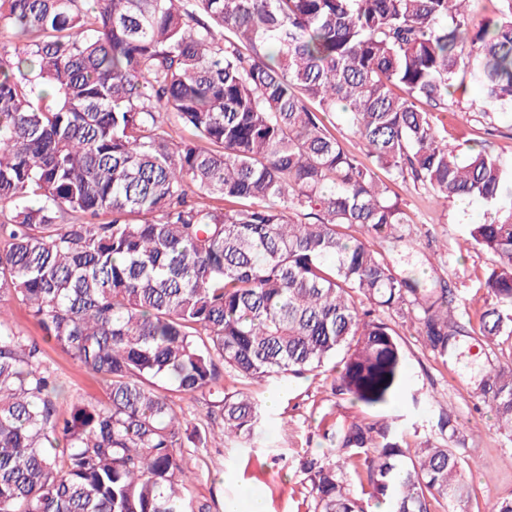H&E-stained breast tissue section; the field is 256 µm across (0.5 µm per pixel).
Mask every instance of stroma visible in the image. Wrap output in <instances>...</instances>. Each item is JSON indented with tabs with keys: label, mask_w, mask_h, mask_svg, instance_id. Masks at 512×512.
Wrapping results in <instances>:
<instances>
[{
	"label": "stroma",
	"mask_w": 512,
	"mask_h": 512,
	"mask_svg": "<svg viewBox=\"0 0 512 512\" xmlns=\"http://www.w3.org/2000/svg\"><path fill=\"white\" fill-rule=\"evenodd\" d=\"M480 86L468 81L467 92L454 112L439 115L451 144L472 146L490 141L506 166L512 167V107L497 109L484 121L472 106L480 102ZM409 215L406 238L397 245L373 240L396 268L413 263L426 277L447 282L457 312L478 319L486 293L479 283L492 265L490 254L466 242L467 227L484 221L487 204L477 198L442 207L431 192L412 183L391 182ZM406 354L405 388L385 410L409 442L440 436L439 419L451 416L459 427L456 445L468 465L464 478L472 489L466 512H483L488 498L512 491V438L497 430L494 412L469 379L466 362L446 361L426 349L410 320L395 318ZM43 361L64 390L59 403L69 411L76 403H103L106 389L100 378L87 373L69 354L53 345L42 347ZM331 368L289 377L284 381H243L225 376L231 389H246L264 407L263 438L245 443H210L205 448H184L181 463L191 471L185 490L191 512H245L249 498H262L268 512H308L309 484L301 470L303 460L323 456L328 443L317 429L321 415L335 406Z\"/></svg>",
	"instance_id": "35a3bbf8"
}]
</instances>
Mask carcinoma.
<instances>
[{
    "mask_svg": "<svg viewBox=\"0 0 512 512\" xmlns=\"http://www.w3.org/2000/svg\"><path fill=\"white\" fill-rule=\"evenodd\" d=\"M0 0V298L106 382L108 401L59 414L39 341L0 319V512H187L180 449L207 434L157 388L218 394L224 439L260 435L261 405L224 387L316 371L383 410L403 391L388 318L431 352L474 331L445 282L398 273L350 234L395 244L409 223L389 180L444 205L502 203L468 227L492 255L479 332L512 336L509 177L434 117L476 80L483 118L512 106V0ZM347 114L371 162L344 150ZM174 114L194 136L177 141ZM477 388L512 438V365ZM327 462L303 464L312 512H448L471 498L448 440L412 448L394 422L324 414ZM486 512H512V492Z\"/></svg>",
    "mask_w": 512,
    "mask_h": 512,
    "instance_id": "cac0c4a2",
    "label": "carcinoma"
}]
</instances>
